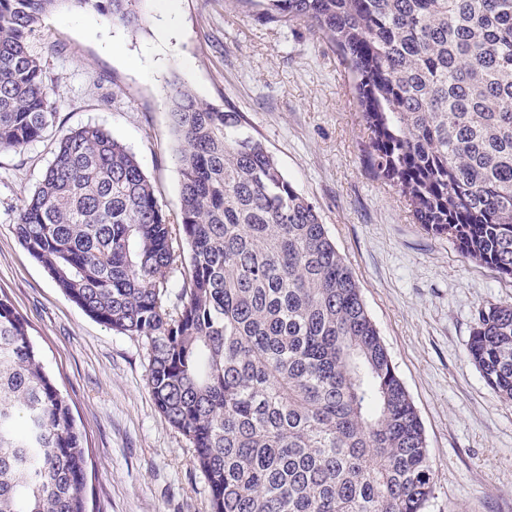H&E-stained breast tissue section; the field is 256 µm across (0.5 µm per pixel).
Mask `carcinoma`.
Segmentation results:
<instances>
[{"label":"carcinoma","instance_id":"obj_1","mask_svg":"<svg viewBox=\"0 0 512 512\" xmlns=\"http://www.w3.org/2000/svg\"><path fill=\"white\" fill-rule=\"evenodd\" d=\"M143 0H0V151L53 124L30 40L61 3L125 27ZM347 64L367 159L427 231L512 278V0H261ZM180 208L105 128L64 135L15 231L57 286L143 336L159 413L194 448L210 512H425L421 422L316 207L240 114L173 80ZM183 270L173 294L169 274ZM468 357L512 401V304ZM82 437L29 324L0 295V512H86Z\"/></svg>","mask_w":512,"mask_h":512}]
</instances>
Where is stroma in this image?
Returning a JSON list of instances; mask_svg holds the SVG:
<instances>
[{
	"label": "stroma",
	"instance_id": "stroma-1",
	"mask_svg": "<svg viewBox=\"0 0 512 512\" xmlns=\"http://www.w3.org/2000/svg\"><path fill=\"white\" fill-rule=\"evenodd\" d=\"M142 11L134 29L89 8L48 13L32 46L59 90L55 120L22 151L0 152V293L73 402L89 512H210L209 489L190 443L154 405L145 337L105 327L56 286L16 236L18 208L56 142L97 124L177 212L167 98L176 78L241 113L316 206L422 423L435 484L427 512H512V402L467 357L478 311L512 304V279L427 232L371 170L350 74L317 30L263 18L257 0H144Z\"/></svg>",
	"mask_w": 512,
	"mask_h": 512
}]
</instances>
